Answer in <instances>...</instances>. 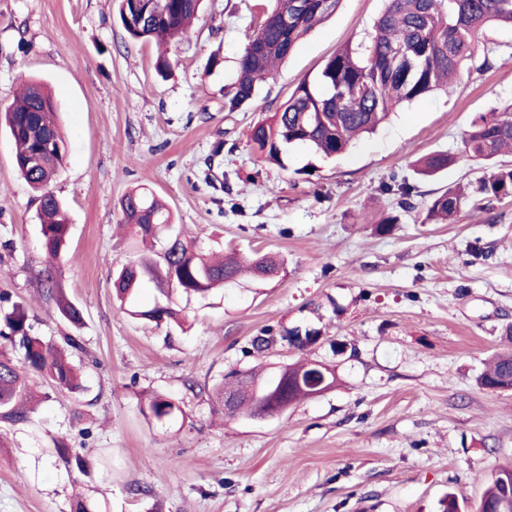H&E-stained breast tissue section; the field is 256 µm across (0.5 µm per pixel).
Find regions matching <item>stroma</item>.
Returning a JSON list of instances; mask_svg holds the SVG:
<instances>
[{"label":"stroma","instance_id":"1","mask_svg":"<svg viewBox=\"0 0 512 512\" xmlns=\"http://www.w3.org/2000/svg\"><path fill=\"white\" fill-rule=\"evenodd\" d=\"M260 5L206 0L161 75L157 47L127 35L118 0H0V106L36 81L58 112L66 157L52 189L78 260L55 275L84 323L71 329L41 288L39 203L2 126L0 292L41 336L77 332L87 386L49 392L32 424L0 429V512H70L77 493L102 512H441L450 494L470 507L487 475L512 464V390L477 383L512 327V201L491 221L466 208L424 220L437 195L475 178L458 158L463 131L512 100V29H487L490 70L406 104L334 159L295 146L281 167L252 152L251 126L336 50L368 43L385 3L341 0L231 112ZM432 153L456 161L418 174L414 161ZM394 180L416 186L410 210L380 193ZM142 187L168 204L172 234L207 252L272 254L283 269L202 297L171 293L178 325L133 316L159 297L148 284L123 304L113 288L141 255L118 224L121 199ZM389 213L393 231L376 233ZM259 336L270 340L260 353ZM300 359L332 369L333 388L268 420H223L226 375ZM152 393L175 398L182 416L153 418ZM58 437L72 460L55 453Z\"/></svg>","mask_w":512,"mask_h":512}]
</instances>
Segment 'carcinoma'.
<instances>
[{
    "label": "carcinoma",
    "instance_id": "obj_1",
    "mask_svg": "<svg viewBox=\"0 0 512 512\" xmlns=\"http://www.w3.org/2000/svg\"><path fill=\"white\" fill-rule=\"evenodd\" d=\"M273 7L261 21L237 62L233 95L225 108L233 112L247 105L262 85L275 78L276 67L318 23L333 15L341 0H272ZM204 8V0H120L119 18L135 41L163 40L176 44L187 40L191 25ZM142 22L129 25L125 15ZM492 23L512 28V0H386L384 11L375 22V33L367 44L348 43L337 50L317 76L302 81L288 99L267 120L256 122L250 142L259 158L280 164L292 145H306L327 158L346 150L353 138L370 133L391 113L404 105L451 85L462 66L481 73L492 66L490 50L482 38ZM15 145L14 165L29 187L38 193L41 235L47 254L54 260L76 261L69 252V222L63 203L49 188L62 168L65 142L50 93L36 83L27 84L22 94L0 109ZM54 139L43 150L38 163L31 156L46 137ZM512 150V104L501 111L474 117L461 135V156L493 161ZM456 162L443 153L424 156L419 171L433 175ZM415 187L400 183L384 185L383 191L400 197L401 208L411 207ZM512 199V166H499L476 179L472 209L490 213L493 203ZM465 204L463 193L448 189L427 207L424 222L453 219ZM121 223L132 238L143 245L154 244L165 235L171 215L155 194L148 190L125 195L120 202ZM248 270L257 276L277 275L281 265L264 254L251 258L235 256L217 259L198 250L179 236H169L162 252V274L157 264L134 261L116 271L114 288L126 302L135 298L145 277L156 275L158 291L169 294L164 284L188 296L204 295L224 281ZM43 292L55 299L60 317L71 326L83 324L82 308L57 293L54 266L42 276ZM133 315L161 325L177 319L168 303L136 310ZM309 363L288 366V401L294 404L312 395L307 381ZM248 390L239 395V405L254 413V392L275 393L283 382L280 375L260 378L248 374ZM478 383L485 389H512V350L494 355ZM48 384L72 394L85 386L75 365L51 339L33 334L23 306L0 307V423L25 424L36 412L34 393ZM148 410L157 420H170L182 409L174 399L155 394ZM471 512H512V466L498 469Z\"/></svg>",
    "mask_w": 512,
    "mask_h": 512
}]
</instances>
